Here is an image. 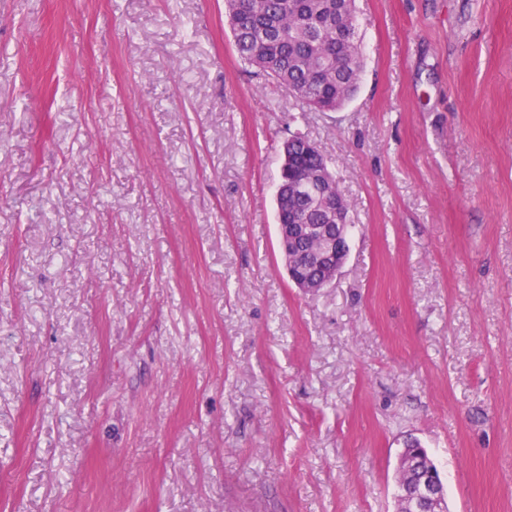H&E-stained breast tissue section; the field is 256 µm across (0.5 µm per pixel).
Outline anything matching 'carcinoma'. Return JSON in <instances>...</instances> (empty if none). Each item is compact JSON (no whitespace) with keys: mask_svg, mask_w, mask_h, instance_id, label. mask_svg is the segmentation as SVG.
<instances>
[{"mask_svg":"<svg viewBox=\"0 0 512 512\" xmlns=\"http://www.w3.org/2000/svg\"><path fill=\"white\" fill-rule=\"evenodd\" d=\"M225 14L241 61L272 78L312 110L342 108L353 96L360 74L354 25V0H224ZM295 164L281 166L277 187V221L295 223L299 212L309 224H327L315 204L318 170L327 157L308 152L303 138L288 146ZM310 180L308 191L293 199L288 181Z\"/></svg>","mask_w":512,"mask_h":512,"instance_id":"cac0c4a2","label":"carcinoma"}]
</instances>
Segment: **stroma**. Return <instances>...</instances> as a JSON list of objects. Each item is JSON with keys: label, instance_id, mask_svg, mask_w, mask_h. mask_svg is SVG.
I'll list each match as a JSON object with an SVG mask.
<instances>
[{"label": "stroma", "instance_id": "stroma-1", "mask_svg": "<svg viewBox=\"0 0 512 512\" xmlns=\"http://www.w3.org/2000/svg\"><path fill=\"white\" fill-rule=\"evenodd\" d=\"M333 112L224 0H0V512H512V0H355ZM349 201L308 294L282 145ZM288 153L293 154L295 164L291 165L288 171L289 162L282 164L280 181L277 187V223L281 225L283 239L288 238V224H295V216L298 212L307 213V224H299L297 230L305 236L312 237L315 244L322 254V258L331 267V277L326 283H331L336 273L342 267L343 263L336 262L337 257L342 253L345 246L340 238L330 232L326 226L330 223L327 213L319 206H315V194L313 190L317 186L313 183V174L318 170L329 169L327 157L309 153L304 146L303 138L291 142L288 146ZM307 178L308 191L302 196L293 199L288 198V180L291 182L295 177ZM445 489L440 473L429 467L419 478L411 495L409 512H446Z\"/></svg>", "mask_w": 512, "mask_h": 512}]
</instances>
